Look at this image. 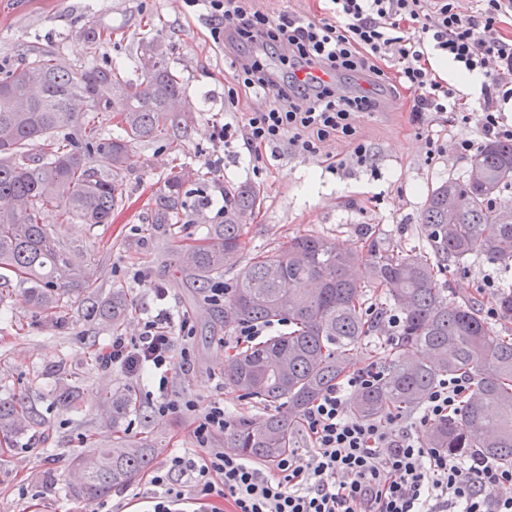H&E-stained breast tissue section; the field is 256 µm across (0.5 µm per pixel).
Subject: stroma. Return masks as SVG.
Returning a JSON list of instances; mask_svg holds the SVG:
<instances>
[{
	"instance_id": "stroma-1",
	"label": "stroma",
	"mask_w": 512,
	"mask_h": 512,
	"mask_svg": "<svg viewBox=\"0 0 512 512\" xmlns=\"http://www.w3.org/2000/svg\"><path fill=\"white\" fill-rule=\"evenodd\" d=\"M91 25L112 33L111 41L93 53L82 39ZM212 29L207 0L192 6L186 0H0V66L20 67L46 54L75 69L108 62L134 79L141 39L164 40L171 68L186 88L184 103L196 117L182 162L213 172L220 180L250 182L264 191L260 210L244 231L245 245L236 263L224 268L225 286H233L240 265L254 255L276 250L298 235L323 236L344 249L355 243L361 227L376 226L394 246H424L420 215L426 197L438 184L467 175L470 156L451 149L450 142L461 136L483 142L478 122L462 127L445 120L448 148L427 160L428 124L413 122L409 94L385 86L376 92L378 111L357 115L354 121L357 138L375 155L374 169L330 173L329 157L350 148L342 138L325 143L323 155L317 157H275L270 150L257 152L239 140L224 144L216 135L218 126L244 124L247 113L256 111L257 100L240 92L224 60V40ZM231 91L238 94L233 106L227 103ZM137 151L150 166L126 174L123 206L113 223L89 226L46 219L75 260L90 258L97 286L89 296H76L61 321L29 308L18 295L0 304V398L28 394L45 422L11 444H0V512H80L81 501L66 493L76 480L71 459L111 444L115 437L147 440L156 449L157 466L171 451L192 447L193 426L187 416L152 413L144 419L132 412L116 423L111 409L101 405L105 393L135 397L139 391L120 368H101L98 351L114 332L137 335L143 318L159 309L176 319L189 318L195 329L194 367L175 375L173 392L203 403L223 397L225 410L235 418L265 416L263 409L223 387L224 359L232 349L222 340L234 330L225 326L222 308L185 287L179 274L181 249L205 237L208 219L224 199L219 189L189 184V200L208 195V217L185 225L182 237L170 236L166 225L148 223L147 202L162 186L172 157L160 141L140 143ZM139 269L149 271L147 281L134 280ZM443 281L449 303L475 298L488 309L497 287L512 283V267L477 256L449 264ZM158 285L167 290L161 301L154 294ZM116 288L125 289L132 300L117 331L83 314L88 299L105 298ZM64 388L76 392L75 407L58 405L56 395Z\"/></svg>"
}]
</instances>
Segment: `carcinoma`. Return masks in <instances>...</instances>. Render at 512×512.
<instances>
[{"label": "carcinoma", "instance_id": "cac0c4a2", "mask_svg": "<svg viewBox=\"0 0 512 512\" xmlns=\"http://www.w3.org/2000/svg\"><path fill=\"white\" fill-rule=\"evenodd\" d=\"M133 83L125 71L106 65L74 70L52 55L35 57L21 68H0V303L12 298L13 281L31 307L61 314L71 295L94 287L95 275L78 272L66 248L47 228L49 212L60 224H110L123 201L121 175L146 166L134 145L161 140L177 161L149 202L148 223L167 224L171 235L208 209V198L186 203V184L201 175L179 163L194 116L178 108L183 83L168 61L165 42L144 39ZM115 122L122 134L104 133ZM480 180L450 178L431 190L420 217L429 252L404 250L374 231L362 243L340 251L313 235L292 238L272 253L256 255L238 273L224 302V326L240 323L288 324V332L228 358L224 385L271 413L256 421L241 416L224 447L272 462L291 450L299 418L349 371L352 346L382 332L386 314L401 323L391 340L383 376L358 391L350 412L376 420L412 411L444 378L470 381L462 412L437 421L426 447L444 453H478L512 468V337L491 333L476 301L448 305L439 276L448 263L470 257L512 265V141L480 146L470 163ZM221 221L205 241L193 246L182 280L202 292L224 275V266L243 247V230L262 202L260 187L220 185ZM367 263L371 281L362 284L357 266ZM380 293L384 306L369 313L364 288ZM130 303L119 288L94 300L86 316L117 328ZM495 308L512 320V286L495 296ZM117 421L136 407L129 395L107 394ZM41 425L29 396L0 399V436L10 439ZM156 449L140 441L116 442L91 455H77L81 479L70 494L101 499L126 485L152 464Z\"/></svg>", "mask_w": 512, "mask_h": 512}]
</instances>
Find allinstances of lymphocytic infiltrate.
<instances>
[{
  "label": "lymphocytic infiltrate",
  "instance_id": "1",
  "mask_svg": "<svg viewBox=\"0 0 512 512\" xmlns=\"http://www.w3.org/2000/svg\"><path fill=\"white\" fill-rule=\"evenodd\" d=\"M209 5L230 67L244 89L268 100L243 128L221 126L220 138L241 132L254 149L314 157L339 133L352 144L332 171L370 167L374 154L353 141L352 121L376 110L374 89L383 83L414 92L415 122L450 113L455 122L470 123L455 88L430 64L438 56L461 73L483 75L481 130L512 140L497 106L512 98V42L499 36L512 0H475L467 12L457 0H328L317 20L290 13L272 20L245 0ZM349 74L365 76L366 85L338 94L335 76ZM194 335L189 319L173 322L163 309L142 321L138 335L115 336L98 355L102 368H120L137 382L149 379L144 397L158 415L193 418V447L171 451L138 494L145 512H221L224 503L228 512H512V470L425 447L400 430L397 418L350 415L347 394L379 380L374 364L349 373L305 412V452H288L263 468L212 447L230 425L223 398L202 405L170 391L173 375L191 368ZM467 394L466 378L442 379L422 405L420 425L458 414Z\"/></svg>",
  "mask_w": 512,
  "mask_h": 512
}]
</instances>
